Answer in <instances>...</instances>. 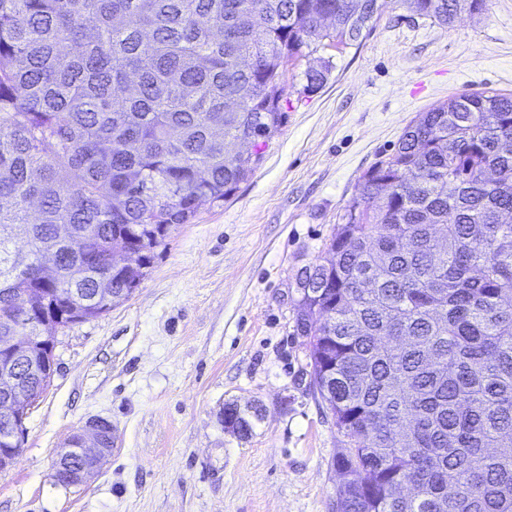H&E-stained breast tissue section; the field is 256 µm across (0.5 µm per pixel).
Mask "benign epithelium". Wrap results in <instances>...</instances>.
<instances>
[{"instance_id":"1","label":"benign epithelium","mask_w":512,"mask_h":512,"mask_svg":"<svg viewBox=\"0 0 512 512\" xmlns=\"http://www.w3.org/2000/svg\"><path fill=\"white\" fill-rule=\"evenodd\" d=\"M112 295L108 289H103V297L86 299L79 305L67 309L60 317L66 325H74L102 316L108 312L109 300ZM20 319L31 326L28 336H16L9 333L0 336V396H9L0 412L5 415L8 424L0 428V471L10 468L18 456L21 444L20 423L28 417L30 410L38 402V398L23 394L16 387L19 369L41 376V367L50 368L54 365L55 333L62 325L50 327V321L43 318L39 321L32 319V312L23 309ZM253 407H241L237 403L224 406V423H232L243 418L245 412ZM112 426L104 418L89 421L87 430H80L69 439V446L64 450V459L57 461L52 470V479L60 485L73 486L87 482L95 474L100 460L112 450V443L102 444L103 427Z\"/></svg>"}]
</instances>
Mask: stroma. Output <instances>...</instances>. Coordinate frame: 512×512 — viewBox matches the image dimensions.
Instances as JSON below:
<instances>
[{
  "mask_svg": "<svg viewBox=\"0 0 512 512\" xmlns=\"http://www.w3.org/2000/svg\"><path fill=\"white\" fill-rule=\"evenodd\" d=\"M379 5L360 45L288 63L287 118L236 191L173 225L128 299L57 331L0 512H336L344 437L309 385L298 272L411 122L455 94L512 93V0L449 26ZM323 60L325 84L304 93ZM232 402L260 408L249 436L225 430ZM97 416L111 453L87 484L55 483L57 448Z\"/></svg>",
  "mask_w": 512,
  "mask_h": 512,
  "instance_id": "stroma-1",
  "label": "stroma"
}]
</instances>
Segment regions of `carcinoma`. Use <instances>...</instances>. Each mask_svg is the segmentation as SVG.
<instances>
[{"label": "carcinoma", "instance_id": "1", "mask_svg": "<svg viewBox=\"0 0 512 512\" xmlns=\"http://www.w3.org/2000/svg\"><path fill=\"white\" fill-rule=\"evenodd\" d=\"M450 25L486 0H403ZM378 0H0V330L129 297L174 224L221 202L286 118L285 64L358 45ZM329 64L304 72L322 88ZM512 95H453L359 179L296 331L347 438L337 512H512ZM53 252L60 278L32 276Z\"/></svg>", "mask_w": 512, "mask_h": 512}]
</instances>
